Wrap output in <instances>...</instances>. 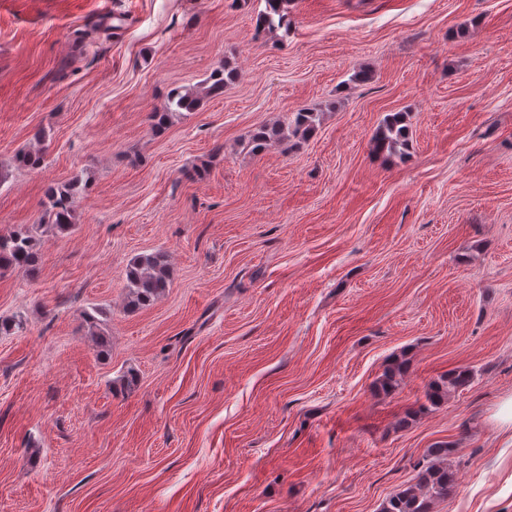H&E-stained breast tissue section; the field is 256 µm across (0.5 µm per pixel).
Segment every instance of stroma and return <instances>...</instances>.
<instances>
[{"label": "stroma", "mask_w": 512, "mask_h": 512, "mask_svg": "<svg viewBox=\"0 0 512 512\" xmlns=\"http://www.w3.org/2000/svg\"><path fill=\"white\" fill-rule=\"evenodd\" d=\"M264 8L0 0V235L40 254L0 275L23 319L0 334V512H380L438 442L434 512H512V0H289L259 33ZM222 66L223 95L155 131ZM301 110L306 140L254 151ZM395 112L407 145L376 154ZM64 185L59 233L38 218ZM155 252L169 286L128 310ZM265 10L258 13L256 24L259 29L276 30L291 26L288 13L289 0H264ZM201 102V98L197 93L186 91L184 94L180 90L173 89L169 91L166 96L165 110L166 111H195ZM174 107V108H173ZM47 201L43 202L40 224L53 227L56 231L67 232L74 226L76 196L71 188L56 190L49 188ZM126 305L138 310L158 298L169 283V267L165 254L152 253L135 257L127 270ZM470 377V373L465 370L452 371L441 375L429 387L426 393L427 402L431 405H438L447 400L449 393L468 384Z\"/></svg>", "instance_id": "obj_1"}]
</instances>
